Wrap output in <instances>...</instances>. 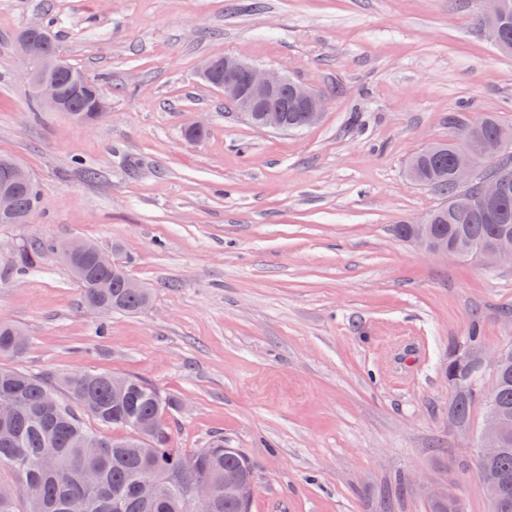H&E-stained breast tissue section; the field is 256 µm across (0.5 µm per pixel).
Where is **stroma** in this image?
Listing matches in <instances>:
<instances>
[{"instance_id": "35a3bbf8", "label": "stroma", "mask_w": 512, "mask_h": 512, "mask_svg": "<svg viewBox=\"0 0 512 512\" xmlns=\"http://www.w3.org/2000/svg\"><path fill=\"white\" fill-rule=\"evenodd\" d=\"M475 0H0V153L42 204L0 224V315L29 337L0 367L57 381L140 378L181 401L171 443L214 436L247 457L250 512H429L451 475L489 512L476 473L485 409L448 417V353L479 320L512 344V267L429 255L393 227L441 196L411 155L448 116L512 127V56ZM109 101L93 125L35 111L16 36L31 22ZM238 54L325 94L301 131L251 127L198 74ZM205 120L198 140L186 128ZM98 176L85 178L82 163ZM95 243L151 288L142 313L86 315L59 256L15 276L22 243Z\"/></svg>"}]
</instances>
